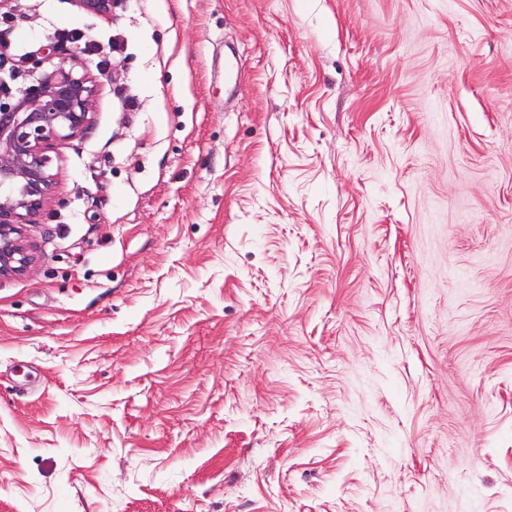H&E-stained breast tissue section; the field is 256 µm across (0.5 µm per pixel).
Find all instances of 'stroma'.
<instances>
[{"mask_svg":"<svg viewBox=\"0 0 512 512\" xmlns=\"http://www.w3.org/2000/svg\"><path fill=\"white\" fill-rule=\"evenodd\" d=\"M72 31L0 512H512V0H0Z\"/></svg>","mask_w":512,"mask_h":512,"instance_id":"35a3bbf8","label":"stroma"}]
</instances>
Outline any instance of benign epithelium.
<instances>
[{"label":"benign epithelium","mask_w":512,"mask_h":512,"mask_svg":"<svg viewBox=\"0 0 512 512\" xmlns=\"http://www.w3.org/2000/svg\"><path fill=\"white\" fill-rule=\"evenodd\" d=\"M91 13L110 14L120 0H78ZM14 66L0 46V276L27 274L35 264L25 234L53 202V157L59 142L85 130L97 78L74 51L56 42L29 59L26 81L12 90L1 77Z\"/></svg>","instance_id":"7a95c632"}]
</instances>
